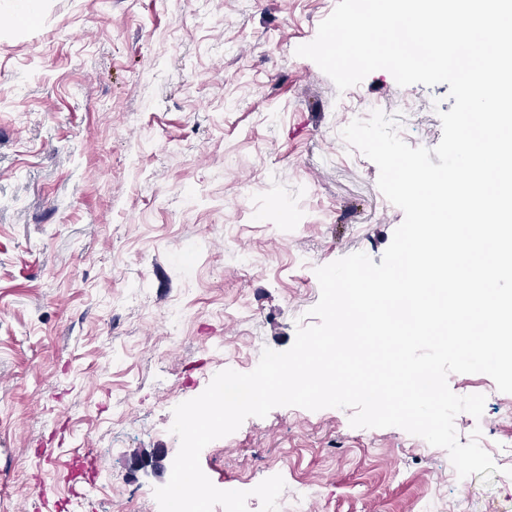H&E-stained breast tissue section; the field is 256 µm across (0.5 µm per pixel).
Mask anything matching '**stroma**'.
Instances as JSON below:
<instances>
[{
    "label": "stroma",
    "instance_id": "obj_1",
    "mask_svg": "<svg viewBox=\"0 0 512 512\" xmlns=\"http://www.w3.org/2000/svg\"><path fill=\"white\" fill-rule=\"evenodd\" d=\"M337 0H42L0 25V512H47L77 448L106 458L91 512H159L174 408L289 349L317 267L380 260L403 211L341 131L373 110L442 138L448 84L378 70L338 91L310 59ZM473 431L500 474L350 410L277 407L209 443L222 490L281 475L287 512H512V394L482 373Z\"/></svg>",
    "mask_w": 512,
    "mask_h": 512
}]
</instances>
